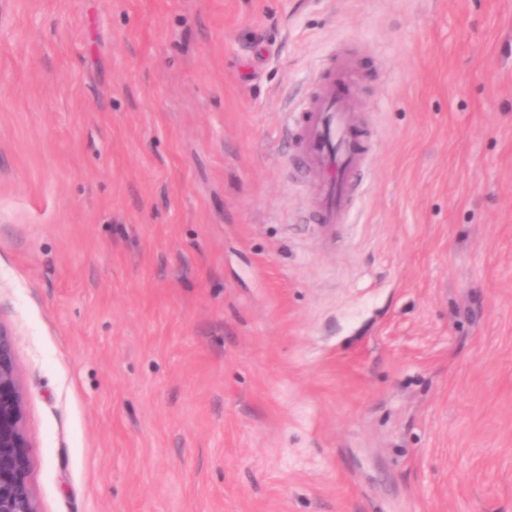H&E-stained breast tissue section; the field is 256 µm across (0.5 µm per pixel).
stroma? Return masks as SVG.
Returning <instances> with one entry per match:
<instances>
[{
	"instance_id": "stroma-1",
	"label": "stroma",
	"mask_w": 512,
	"mask_h": 512,
	"mask_svg": "<svg viewBox=\"0 0 512 512\" xmlns=\"http://www.w3.org/2000/svg\"><path fill=\"white\" fill-rule=\"evenodd\" d=\"M0 321L43 512H512V0H0ZM350 64L318 80L297 112L289 114L300 145V164L316 188L317 224H345L351 191L370 146L356 120Z\"/></svg>"
}]
</instances>
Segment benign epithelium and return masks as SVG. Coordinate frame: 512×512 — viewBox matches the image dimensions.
Wrapping results in <instances>:
<instances>
[{
    "instance_id": "obj_1",
    "label": "benign epithelium",
    "mask_w": 512,
    "mask_h": 512,
    "mask_svg": "<svg viewBox=\"0 0 512 512\" xmlns=\"http://www.w3.org/2000/svg\"><path fill=\"white\" fill-rule=\"evenodd\" d=\"M16 345L14 329L0 321V512H41L32 485L36 451Z\"/></svg>"
}]
</instances>
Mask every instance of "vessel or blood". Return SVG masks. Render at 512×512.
<instances>
[{
  "label": "vessel or blood",
  "mask_w": 512,
  "mask_h": 512,
  "mask_svg": "<svg viewBox=\"0 0 512 512\" xmlns=\"http://www.w3.org/2000/svg\"><path fill=\"white\" fill-rule=\"evenodd\" d=\"M289 120L298 137L301 168L316 188L317 223H345L352 188L370 151L356 120L348 70L318 80Z\"/></svg>",
  "instance_id": "obj_1"
}]
</instances>
